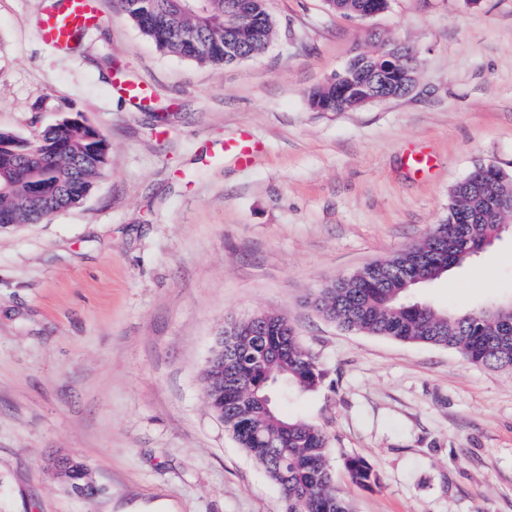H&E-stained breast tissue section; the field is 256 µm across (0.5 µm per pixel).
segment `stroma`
<instances>
[{
    "instance_id": "35a3bbf8",
    "label": "stroma",
    "mask_w": 512,
    "mask_h": 512,
    "mask_svg": "<svg viewBox=\"0 0 512 512\" xmlns=\"http://www.w3.org/2000/svg\"><path fill=\"white\" fill-rule=\"evenodd\" d=\"M42 0H0V130L82 114L111 144L79 207L0 230V512H284L280 488L209 408L202 369L225 320L275 311L325 377L288 413L323 427L351 512H512V370L348 331L308 299L424 239L480 164L512 173V0H392L348 18L267 0L275 33L224 66L160 50L101 0L59 52ZM414 49L404 96L341 112L308 93L378 40ZM147 84L135 105L115 76ZM261 142L246 168L226 139ZM433 168L418 175L408 154ZM417 300L512 298V233ZM84 462L87 498L50 470ZM361 456L379 484L350 482Z\"/></svg>"
}]
</instances>
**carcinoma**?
<instances>
[{"instance_id": "1", "label": "carcinoma", "mask_w": 512, "mask_h": 512, "mask_svg": "<svg viewBox=\"0 0 512 512\" xmlns=\"http://www.w3.org/2000/svg\"><path fill=\"white\" fill-rule=\"evenodd\" d=\"M148 14L131 11L126 0H114L146 38L176 56L210 65H228L224 45L235 42L246 57L262 52L271 41L274 23L266 0H202L200 10L186 11L181 0H153ZM371 0H333L330 9L346 17ZM342 89L328 81L308 93L311 106L334 111L342 107ZM110 144L78 116L41 131L33 140L0 131V224H39L52 213L81 203L73 185L88 193L106 168ZM491 196L512 199V175L497 173L476 191L466 182L450 192L448 220L421 242L383 261L378 272L359 270L330 281L310 298V305L341 327L396 341L455 349L474 364L512 368V338L502 336L509 316L496 309L452 311L417 307L413 287L400 277L404 269L419 271V256L429 252L458 215L482 213ZM512 221V210L469 225L472 242L493 236L497 226ZM471 259L460 252L433 268L431 280ZM254 317L236 323L243 335L221 336L204 369L208 404L238 445L281 490L286 512H351L336 489L325 430L301 417L284 414L278 401L316 391L324 373L316 357L293 335L287 321L275 331L260 329ZM232 372V380L220 375ZM350 480L371 488L375 469L363 457L344 462ZM61 475L86 492L87 471L65 460Z\"/></svg>"}]
</instances>
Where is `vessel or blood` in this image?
<instances>
[{
    "label": "vessel or blood",
    "instance_id": "b4317fda",
    "mask_svg": "<svg viewBox=\"0 0 512 512\" xmlns=\"http://www.w3.org/2000/svg\"><path fill=\"white\" fill-rule=\"evenodd\" d=\"M103 21L100 0H64L55 6L54 0H45V5L35 22L42 42L54 48L70 50L78 35L92 29ZM224 151L243 167L249 166L256 151V144L247 134L225 141Z\"/></svg>",
    "mask_w": 512,
    "mask_h": 512
}]
</instances>
